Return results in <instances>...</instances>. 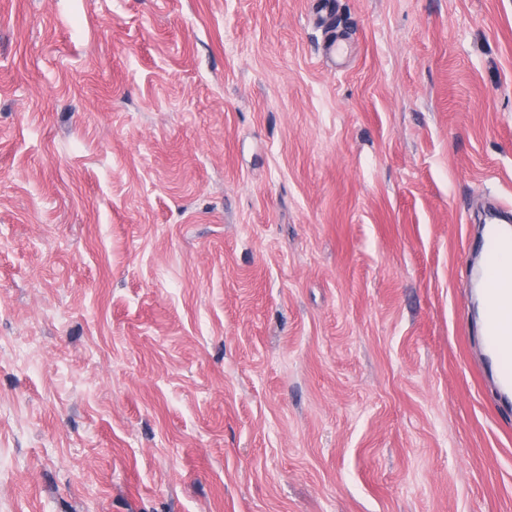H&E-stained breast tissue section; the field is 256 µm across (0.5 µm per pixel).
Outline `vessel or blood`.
Masks as SVG:
<instances>
[{"mask_svg": "<svg viewBox=\"0 0 512 512\" xmlns=\"http://www.w3.org/2000/svg\"><path fill=\"white\" fill-rule=\"evenodd\" d=\"M482 250L485 344L499 354L512 349V276L497 277L493 271L512 263V235L490 233L483 241Z\"/></svg>", "mask_w": 512, "mask_h": 512, "instance_id": "vessel-or-blood-1", "label": "vessel or blood"}]
</instances>
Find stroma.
Listing matches in <instances>:
<instances>
[{"label":"stroma","mask_w":512,"mask_h":512,"mask_svg":"<svg viewBox=\"0 0 512 512\" xmlns=\"http://www.w3.org/2000/svg\"><path fill=\"white\" fill-rule=\"evenodd\" d=\"M324 2L0 0V512H512V0ZM482 250L484 269L478 273L483 283L485 295L484 336L486 346L495 354L503 353L512 347V276L499 278L494 269H502L512 260V235L491 232L485 237Z\"/></svg>","instance_id":"stroma-1"}]
</instances>
